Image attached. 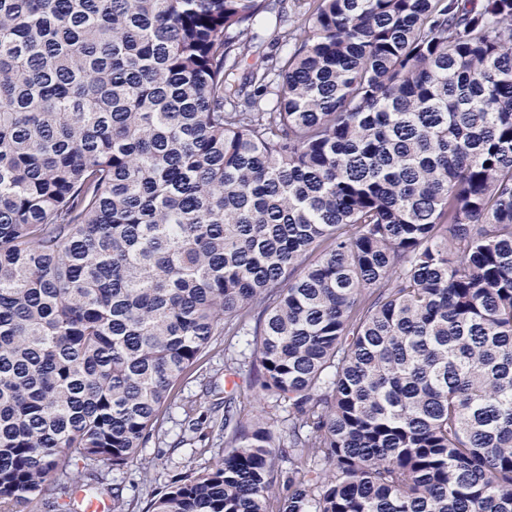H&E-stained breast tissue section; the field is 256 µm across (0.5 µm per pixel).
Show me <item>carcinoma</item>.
Segmentation results:
<instances>
[{"instance_id": "cac0c4a2", "label": "carcinoma", "mask_w": 512, "mask_h": 512, "mask_svg": "<svg viewBox=\"0 0 512 512\" xmlns=\"http://www.w3.org/2000/svg\"><path fill=\"white\" fill-rule=\"evenodd\" d=\"M269 11L0 0V512L223 333L252 400L147 512H512V0H314L229 102ZM257 57V52L245 57L238 67L233 71V73L228 77L226 84L224 86V97H231L235 99L237 93L242 90L240 93V97L238 99H242L243 95L246 93H250L253 90V87L250 86V76L252 65Z\"/></svg>"}]
</instances>
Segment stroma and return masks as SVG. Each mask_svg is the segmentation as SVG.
<instances>
[{"mask_svg":"<svg viewBox=\"0 0 512 512\" xmlns=\"http://www.w3.org/2000/svg\"><path fill=\"white\" fill-rule=\"evenodd\" d=\"M311 6L312 0H272V10L258 28L256 54L283 55L286 46L279 38L280 32L292 29ZM244 348V337H215L202 369L178 384V399L169 411L159 439L144 448L137 462L127 467L97 465L96 471L102 479L100 498L111 499L113 489L117 488L122 493L123 512H146L151 491L164 488L178 475L202 471L214 458L223 455L222 442L213 437L196 436L190 443H182L181 423L190 409L205 423L213 416L222 415L221 404L228 394L235 395L238 401H249L247 370H240L236 375L224 370L225 359L239 357Z\"/></svg>","mask_w":512,"mask_h":512,"instance_id":"35a3bbf8","label":"stroma"}]
</instances>
